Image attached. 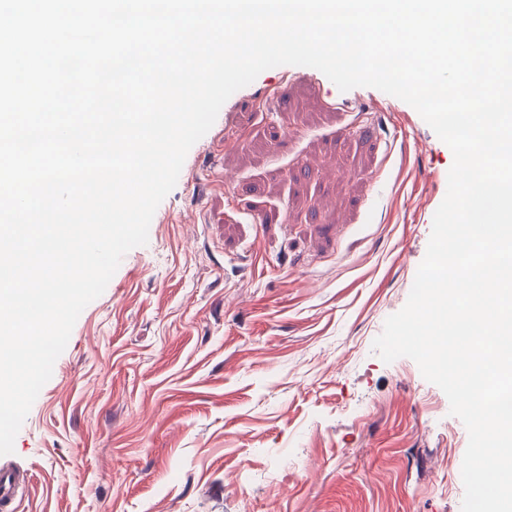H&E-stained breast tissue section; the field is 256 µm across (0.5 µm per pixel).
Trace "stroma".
Here are the masks:
<instances>
[{
  "label": "stroma",
  "instance_id": "stroma-1",
  "mask_svg": "<svg viewBox=\"0 0 512 512\" xmlns=\"http://www.w3.org/2000/svg\"><path fill=\"white\" fill-rule=\"evenodd\" d=\"M452 162L375 88L282 65L236 91L79 315L15 512H461L466 427L373 349Z\"/></svg>",
  "mask_w": 512,
  "mask_h": 512
}]
</instances>
